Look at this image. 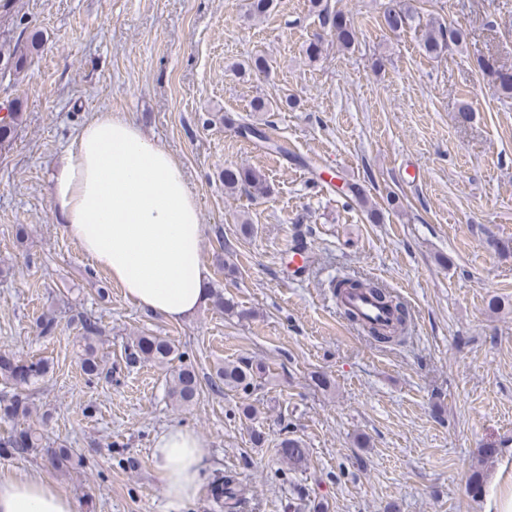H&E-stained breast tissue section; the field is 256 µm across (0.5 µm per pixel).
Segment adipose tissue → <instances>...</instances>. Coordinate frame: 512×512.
Wrapping results in <instances>:
<instances>
[{
	"label": "adipose tissue",
	"instance_id": "1",
	"mask_svg": "<svg viewBox=\"0 0 512 512\" xmlns=\"http://www.w3.org/2000/svg\"><path fill=\"white\" fill-rule=\"evenodd\" d=\"M50 180L62 232L131 303L179 321L208 302L198 201L173 154L128 115L88 119ZM153 457L166 512H183L203 490L204 440L172 426L157 436ZM0 512H75V504L42 476L7 473L0 474Z\"/></svg>",
	"mask_w": 512,
	"mask_h": 512
}]
</instances>
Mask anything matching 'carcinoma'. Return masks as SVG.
<instances>
[{"label":"carcinoma","instance_id":"cac0c4a2","mask_svg":"<svg viewBox=\"0 0 512 512\" xmlns=\"http://www.w3.org/2000/svg\"><path fill=\"white\" fill-rule=\"evenodd\" d=\"M417 10L414 0H402L397 7L388 9L383 14V26L398 32L416 18ZM319 16L323 26L327 27L336 39V44L345 50L355 47L356 32L350 20L340 12H331L324 7ZM463 38L460 26L452 23H438L428 30L423 43L424 52L431 56L440 53L450 43H457ZM40 43L37 34L26 38L19 37L15 41L0 48V67L16 76L23 73L28 60L38 51ZM478 69L490 77L499 94L512 97V68L497 65L483 56L476 58ZM23 113L19 106L12 102L6 106V113L0 117V149L11 145L18 128L22 124ZM220 177L224 182V190L229 194L246 191L256 196L269 193L270 187L264 176L257 170L245 166H229L224 168ZM333 296H339L345 290L369 293L379 305L392 314L391 321L386 325L375 323L362 325L363 333L374 344L382 346L405 340V330L410 320L408 305L403 297L381 282L358 274H345L329 282ZM82 334L79 336L82 368L86 376L92 379L112 378V368L104 357L99 355L97 340L102 330L97 322L85 318L81 320ZM181 358L175 346L167 339L159 336L137 337L128 361L135 364L140 361L160 365H168ZM49 372V364L42 359L26 357L12 351H0V385L11 389V394L0 399V415L6 419L27 418L32 415L33 402L26 388L42 380ZM265 374L264 368L248 359H238L220 363L215 368L212 384L249 395L261 385ZM200 390V380L196 372L181 366L171 375L168 395L172 402L179 406L193 404ZM44 450L53 464L66 468L74 463V450L59 446L49 448L44 443L43 435L35 429L28 428L12 434L7 440L0 441V455H11L16 452ZM280 455L293 468L303 466L307 459V448L303 442L285 432L280 442ZM213 495L217 500L224 501L225 512H237L245 499L244 488L231 474L220 478L213 487Z\"/></svg>","mask_w":512,"mask_h":512}]
</instances>
